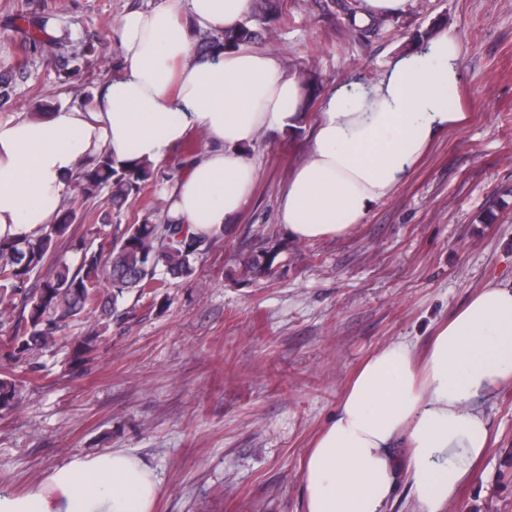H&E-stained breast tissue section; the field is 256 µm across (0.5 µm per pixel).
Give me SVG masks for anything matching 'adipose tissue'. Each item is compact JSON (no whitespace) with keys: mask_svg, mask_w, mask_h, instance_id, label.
<instances>
[{"mask_svg":"<svg viewBox=\"0 0 512 512\" xmlns=\"http://www.w3.org/2000/svg\"><path fill=\"white\" fill-rule=\"evenodd\" d=\"M252 0H159L124 14L123 54L85 107L0 117V235L54 223L80 165L162 161L190 130L205 149L167 196L172 223L209 236L241 210L258 178L243 150L260 132L296 133L302 88L273 55L248 46L198 54L192 29L245 21ZM460 54L448 30L392 56L376 78L323 99L305 160L278 222L313 242L352 231L392 195L441 133L471 114L458 92ZM512 385V284L489 283L451 313L424 353L399 340L367 358L305 460V512H386L399 482L415 512H446L490 446L481 403ZM160 492L140 456L115 448L77 456L27 491L0 490V512H154Z\"/></svg>","mask_w":512,"mask_h":512,"instance_id":"ef3b65f1","label":"adipose tissue"}]
</instances>
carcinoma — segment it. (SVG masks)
Here are the masks:
<instances>
[{
  "instance_id": "obj_1",
  "label": "carcinoma",
  "mask_w": 512,
  "mask_h": 512,
  "mask_svg": "<svg viewBox=\"0 0 512 512\" xmlns=\"http://www.w3.org/2000/svg\"><path fill=\"white\" fill-rule=\"evenodd\" d=\"M340 7L348 25L368 36L387 24L383 17L365 25L356 20L358 0H343ZM285 0H254L252 12L235 29L214 30L210 36L195 43L197 52L231 50L258 42L276 24L284 20ZM24 49L30 54L54 52L69 65L72 58L59 52V43L44 37L46 17L34 15L27 20ZM26 70H0V105L13 91L14 84L24 78ZM157 166L148 161L117 164L112 155L104 153L78 173L76 189L84 199L108 192L109 208L101 222L92 225L91 238L79 239L70 234L71 227L88 218V213L64 207L56 223L31 233L0 237V318L18 313L9 325L8 361L20 363L26 358L55 346L66 339V330L81 319H94L85 335L74 340V364L83 365L96 350L99 338L118 312L124 293L134 291L140 298L152 294L176 279L194 275L196 263L212 243L223 237L193 233L188 224H167L152 221L151 212L161 211L159 205L131 223H112L121 219L125 207L141 197L148 188L157 187ZM112 231H107V228ZM69 242L74 261L59 257L53 262L50 276L31 283L46 261L53 256L57 244ZM278 252L259 249L240 251L235 262L245 275L256 276L271 270ZM20 389L16 380L0 377V413L18 408Z\"/></svg>"
}]
</instances>
